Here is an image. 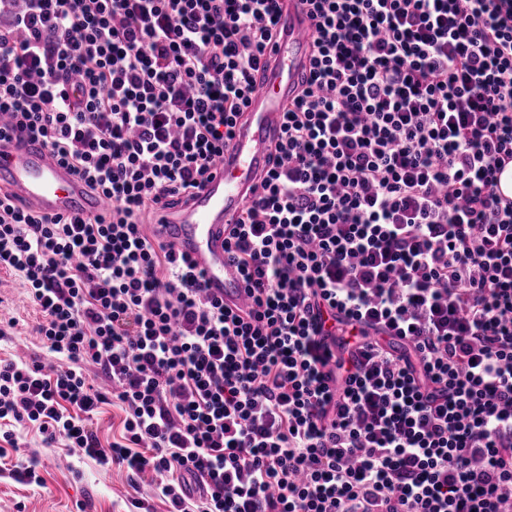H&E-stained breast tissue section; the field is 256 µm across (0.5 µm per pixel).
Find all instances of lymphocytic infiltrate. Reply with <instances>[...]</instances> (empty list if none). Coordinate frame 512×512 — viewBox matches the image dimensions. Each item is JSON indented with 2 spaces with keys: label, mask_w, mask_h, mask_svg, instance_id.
<instances>
[{
  "label": "lymphocytic infiltrate",
  "mask_w": 512,
  "mask_h": 512,
  "mask_svg": "<svg viewBox=\"0 0 512 512\" xmlns=\"http://www.w3.org/2000/svg\"><path fill=\"white\" fill-rule=\"evenodd\" d=\"M278 2L0 0V141L110 204L0 192L56 359H0V441L149 477L167 512H512V0H307L311 70L224 241L233 311L149 227L223 156ZM122 418L123 414L118 406L112 404L103 406L102 413L94 421L103 444L112 442L113 436L119 438Z\"/></svg>",
  "instance_id": "obj_1"
}]
</instances>
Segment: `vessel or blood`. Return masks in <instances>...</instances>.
<instances>
[{
	"label": "vessel or blood",
	"mask_w": 512,
	"mask_h": 512,
	"mask_svg": "<svg viewBox=\"0 0 512 512\" xmlns=\"http://www.w3.org/2000/svg\"><path fill=\"white\" fill-rule=\"evenodd\" d=\"M279 6L276 39L230 145L192 198L163 209L159 223L151 227L191 263L207 294L230 307L241 306L247 283L224 249L228 225L253 196L312 50L313 24L303 0H280ZM0 188L47 215L93 218L106 207L68 167L18 130L0 142Z\"/></svg>",
	"instance_id": "1"
}]
</instances>
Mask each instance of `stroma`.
Returning <instances> with one entry per match:
<instances>
[{
  "instance_id": "obj_1",
  "label": "stroma",
  "mask_w": 512,
  "mask_h": 512,
  "mask_svg": "<svg viewBox=\"0 0 512 512\" xmlns=\"http://www.w3.org/2000/svg\"><path fill=\"white\" fill-rule=\"evenodd\" d=\"M0 313L17 319L14 335L0 339V359L21 356L49 361L34 328L41 319L17 278L0 279ZM21 448L6 449L0 459V512H137L134 499L149 493L147 484L132 485L125 470L95 460L57 443L45 446L40 434L22 431ZM35 458L42 485L18 479L16 458Z\"/></svg>"
}]
</instances>
